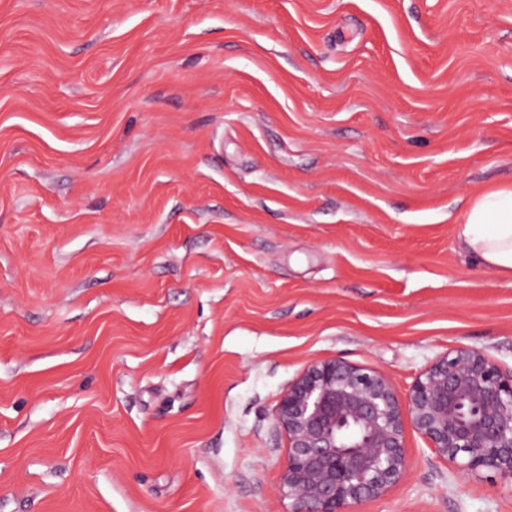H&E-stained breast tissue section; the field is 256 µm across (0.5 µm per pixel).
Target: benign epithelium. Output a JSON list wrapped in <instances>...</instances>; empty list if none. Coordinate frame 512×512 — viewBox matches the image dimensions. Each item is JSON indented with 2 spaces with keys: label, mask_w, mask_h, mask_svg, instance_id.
Here are the masks:
<instances>
[{
  "label": "benign epithelium",
  "mask_w": 512,
  "mask_h": 512,
  "mask_svg": "<svg viewBox=\"0 0 512 512\" xmlns=\"http://www.w3.org/2000/svg\"><path fill=\"white\" fill-rule=\"evenodd\" d=\"M287 437L278 492L290 512H359L410 468L405 424L462 474L512 479V370L468 346L439 357L400 394L381 373L306 363L276 404Z\"/></svg>",
  "instance_id": "obj_1"
}]
</instances>
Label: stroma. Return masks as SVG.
I'll return each mask as SVG.
<instances>
[{"label":"stroma","mask_w":512,"mask_h":512,"mask_svg":"<svg viewBox=\"0 0 512 512\" xmlns=\"http://www.w3.org/2000/svg\"><path fill=\"white\" fill-rule=\"evenodd\" d=\"M511 184L512 0H0V512H289L307 361L512 369ZM405 438L361 512H512ZM458 238L461 249L480 263L512 276V187L474 196Z\"/></svg>","instance_id":"35a3bbf8"}]
</instances>
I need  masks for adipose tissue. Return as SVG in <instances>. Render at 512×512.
Returning a JSON list of instances; mask_svg holds the SVG:
<instances>
[{"label":"adipose tissue","instance_id":"ef3b65f1","mask_svg":"<svg viewBox=\"0 0 512 512\" xmlns=\"http://www.w3.org/2000/svg\"><path fill=\"white\" fill-rule=\"evenodd\" d=\"M459 245L486 267L512 276V187L491 188L471 199Z\"/></svg>","mask_w":512,"mask_h":512}]
</instances>
